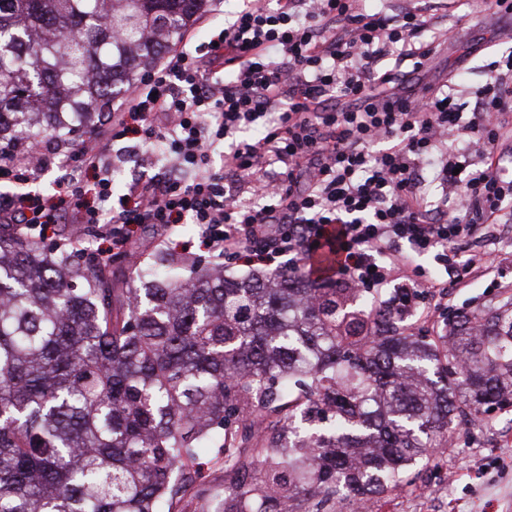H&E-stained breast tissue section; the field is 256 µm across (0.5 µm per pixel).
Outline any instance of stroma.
<instances>
[{
    "label": "stroma",
    "mask_w": 512,
    "mask_h": 512,
    "mask_svg": "<svg viewBox=\"0 0 512 512\" xmlns=\"http://www.w3.org/2000/svg\"><path fill=\"white\" fill-rule=\"evenodd\" d=\"M365 5L392 14L421 6L431 25L421 35L425 41L434 31L454 30V38L441 45L423 71L413 73L412 81L436 84L455 75L453 94L460 103L475 101L490 80V63L512 49V37L505 33L512 19L484 13L481 0H366ZM136 241L143 255L165 248L179 257L207 258L190 224L177 227L170 241L158 240L151 228L141 226ZM463 248L489 257L492 272L450 289L449 313L512 299V214L503 213L489 233L464 242ZM436 458L412 485L363 502L360 512H512V410L486 413L458 427Z\"/></svg>",
    "instance_id": "35a3bbf8"
}]
</instances>
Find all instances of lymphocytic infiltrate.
<instances>
[{"mask_svg": "<svg viewBox=\"0 0 512 512\" xmlns=\"http://www.w3.org/2000/svg\"><path fill=\"white\" fill-rule=\"evenodd\" d=\"M357 2L245 0L213 40L181 38L111 109L103 135L74 151L57 142L67 166L53 194L33 189L48 157L24 141L0 151V223L43 240L67 222L76 248L93 230L104 259L130 256L138 224L163 240L196 225L203 249L228 266L294 268L329 243L341 257L337 280L375 288L401 279L417 303L445 284L412 256L432 255L455 278L488 273L489 260L461 264L454 249L512 206L496 157L512 112V54L466 109L447 84L409 87L383 65L408 57L418 72L432 59L438 44L419 39L421 9L392 15ZM123 140L152 145L170 165L133 174L106 211L108 157ZM428 166L436 201L421 175Z\"/></svg>", "mask_w": 512, "mask_h": 512, "instance_id": "1", "label": "lymphocytic infiltrate"}]
</instances>
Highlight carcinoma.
<instances>
[{"label": "carcinoma", "mask_w": 512, "mask_h": 512, "mask_svg": "<svg viewBox=\"0 0 512 512\" xmlns=\"http://www.w3.org/2000/svg\"><path fill=\"white\" fill-rule=\"evenodd\" d=\"M208 0H0V145L74 140ZM112 262L0 224V512H357L512 408V302L408 324L399 288ZM204 463L202 488L220 491L224 497V466L212 461L209 456L202 459Z\"/></svg>", "instance_id": "obj_1"}]
</instances>
